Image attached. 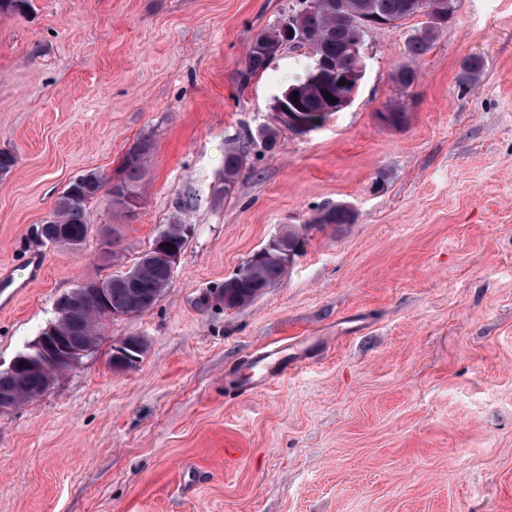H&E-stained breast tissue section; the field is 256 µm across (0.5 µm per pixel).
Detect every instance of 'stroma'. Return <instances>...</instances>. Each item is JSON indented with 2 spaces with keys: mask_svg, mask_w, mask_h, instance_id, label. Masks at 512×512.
<instances>
[{
  "mask_svg": "<svg viewBox=\"0 0 512 512\" xmlns=\"http://www.w3.org/2000/svg\"><path fill=\"white\" fill-rule=\"evenodd\" d=\"M31 5L0 12V149L17 158L0 269L28 281V231L73 178L153 150L135 217L99 198L80 249L34 252L40 278L0 308V363L60 295L130 268L167 224L191 232L148 311L0 413V512H512V0H458L407 90L392 74L424 16L371 29L352 103L270 151L258 133L312 53L236 73L300 0ZM395 103L400 128L379 118ZM248 140L225 188L224 152ZM338 204L353 223L314 228ZM285 224L308 225L303 254L224 309L218 289ZM125 336L149 348L117 373ZM273 345L283 374L243 393Z\"/></svg>",
  "mask_w": 512,
  "mask_h": 512,
  "instance_id": "1",
  "label": "stroma"
}]
</instances>
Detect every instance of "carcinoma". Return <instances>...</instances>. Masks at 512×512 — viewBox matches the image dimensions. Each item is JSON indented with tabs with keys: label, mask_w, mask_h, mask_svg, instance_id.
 <instances>
[{
	"label": "carcinoma",
	"mask_w": 512,
	"mask_h": 512,
	"mask_svg": "<svg viewBox=\"0 0 512 512\" xmlns=\"http://www.w3.org/2000/svg\"><path fill=\"white\" fill-rule=\"evenodd\" d=\"M317 5L307 9L302 24L312 43L315 61L325 67L318 70L305 68L302 78L291 84L278 98L276 106H286L297 112L321 113L332 107L328 98H338L341 88L336 85V71L353 66L348 52L350 44L365 39L366 30L356 23L352 13L329 7V0H315ZM372 13L400 22L422 14L428 18L427 25L412 36L407 44L410 63L400 65L393 80L402 88H410L416 79L411 62L423 55L441 33L435 26L433 15L444 7L446 0H362ZM274 56L255 47H250L244 67L238 72L239 81L247 83L255 74L267 69ZM484 69L479 57H469L462 64L463 75L475 81ZM387 125L400 127L406 122V112L394 105L380 113ZM153 149L152 142L144 139L126 153L120 167L119 177L112 186H107L103 175L95 170L85 172L72 179L58 197L53 213L40 224L32 226L28 244L38 248L49 242V238L64 236L68 243L78 244L86 239L89 223V203L101 192L110 196L112 206L127 216L132 214L133 201L142 198L141 188L147 173V163ZM250 148L232 146L224 155V190L234 185L244 167ZM353 221L350 211L339 205L315 218L320 226L327 224H349ZM187 225L169 224L158 232L160 238L153 242L169 243L172 248L183 250L188 233ZM307 226L288 225L257 250L258 258H249L236 273L224 281L221 301L224 308L235 309L259 297L272 283L280 280L293 263L291 252L296 243L305 242ZM172 277L157 265L136 261L128 271L113 274L107 281L115 283L105 306L87 308L83 295L76 289L61 295L55 302L59 314L52 324L53 332L72 342H94L105 322L114 314L136 315L148 310L168 288ZM47 372L37 368L22 367L14 372H0V393L13 396L18 403L36 399L47 390Z\"/></svg>",
	"instance_id": "cac0c4a2"
}]
</instances>
